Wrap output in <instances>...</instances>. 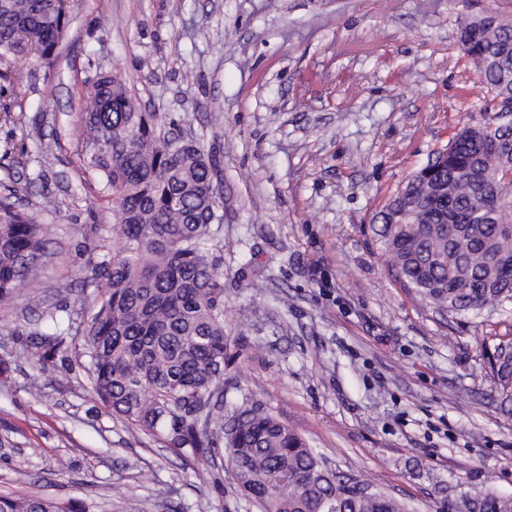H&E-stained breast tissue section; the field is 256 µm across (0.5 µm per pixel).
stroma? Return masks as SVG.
I'll return each mask as SVG.
<instances>
[{
  "label": "stroma",
  "mask_w": 512,
  "mask_h": 512,
  "mask_svg": "<svg viewBox=\"0 0 512 512\" xmlns=\"http://www.w3.org/2000/svg\"><path fill=\"white\" fill-rule=\"evenodd\" d=\"M486 10L512 20V0H71L51 74L0 60V189L49 228L38 275L0 303V496L260 512L222 448H168L114 416L82 349L44 367L27 350L56 320L81 334L116 241L81 152L80 98L102 73L221 169L227 404L261 403L408 512L512 495L489 367L512 309L440 314L400 285L374 221L482 100L459 29Z\"/></svg>",
  "instance_id": "obj_1"
}]
</instances>
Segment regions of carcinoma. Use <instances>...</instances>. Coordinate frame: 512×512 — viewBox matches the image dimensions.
I'll return each instance as SVG.
<instances>
[{
	"label": "carcinoma",
	"instance_id": "obj_1",
	"mask_svg": "<svg viewBox=\"0 0 512 512\" xmlns=\"http://www.w3.org/2000/svg\"><path fill=\"white\" fill-rule=\"evenodd\" d=\"M70 14V0H0V59L32 60L49 70ZM460 39L479 82L492 97L479 112L512 106V22L489 14L467 20ZM87 135L85 165L112 199L118 243L97 263L101 294L84 329L83 349L93 391L123 421L197 452L220 441L242 492L262 512H406L375 492L358 495L355 483L328 470L318 454L260 404L230 410L235 434L224 432L223 178L192 137L175 143L154 112H142L113 76L101 73L80 107ZM435 179L448 187V212L425 187L421 223L407 231L382 225L384 252L396 277L448 313L480 312L512 302L509 280L490 277L489 251L512 257L502 221L475 222L483 197L497 191L512 203V134L465 124L448 143ZM45 227L0 195V300L38 270ZM52 333L30 334L29 348L46 365L75 341L52 319ZM489 358L501 405L512 404V367ZM473 512H512V495L486 492ZM0 512H63L44 497H0Z\"/></svg>",
	"mask_w": 512,
	"mask_h": 512
}]
</instances>
